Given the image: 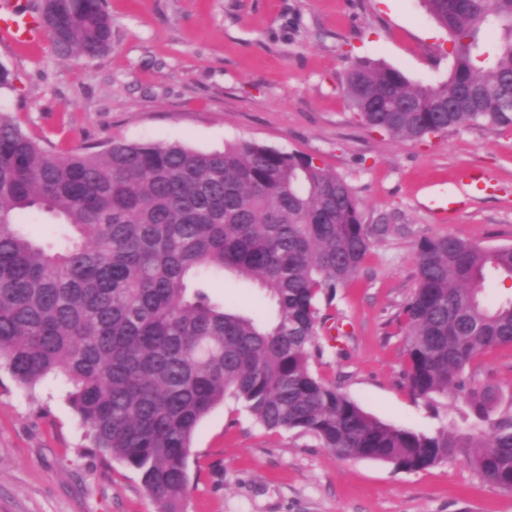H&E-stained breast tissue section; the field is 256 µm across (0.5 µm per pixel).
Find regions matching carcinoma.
<instances>
[{"instance_id":"carcinoma-1","label":"carcinoma","mask_w":512,"mask_h":512,"mask_svg":"<svg viewBox=\"0 0 512 512\" xmlns=\"http://www.w3.org/2000/svg\"><path fill=\"white\" fill-rule=\"evenodd\" d=\"M423 3L454 43L448 78L417 84L352 61L342 87L362 122L398 141L512 126V0ZM38 22L64 58L112 49L105 0H42ZM40 217L61 229L55 242L24 233ZM384 232L362 223L349 185L309 155L117 140L58 155L0 113V368L27 390L63 377L93 447L139 474L157 512H183L194 433L228 400L342 460L414 472L464 455L511 492L512 403L469 369L512 346V299L483 296L487 272L512 278V245L421 238L400 312L410 393L462 405L471 429L383 423L311 369L322 304ZM227 273L258 285L272 317L213 298L207 284Z\"/></svg>"}]
</instances>
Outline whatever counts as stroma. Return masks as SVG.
Listing matches in <instances>:
<instances>
[{
    "label": "stroma",
    "mask_w": 512,
    "mask_h": 512,
    "mask_svg": "<svg viewBox=\"0 0 512 512\" xmlns=\"http://www.w3.org/2000/svg\"><path fill=\"white\" fill-rule=\"evenodd\" d=\"M110 53L76 61L48 39L0 46L13 88L0 111L57 154L109 140L211 151L255 142L303 153L343 178L366 224L389 225L357 278L326 311L313 372L384 423L431 432L465 422L416 399L404 376L398 314L415 287L416 244L454 235L484 248L512 244V127L480 125L399 142L362 124L340 80L356 58L412 82L446 80L454 44L422 0H107ZM482 168L486 182L461 173ZM465 198L447 223L425 203ZM212 295L243 312L269 310L257 285L225 276ZM475 378L512 400V346L480 355ZM185 512H512V492L463 461L406 472L341 460L312 436L272 432L233 403L199 424ZM138 474L92 448L65 386L19 388L0 369V512H155Z\"/></svg>",
    "instance_id": "stroma-1"
}]
</instances>
